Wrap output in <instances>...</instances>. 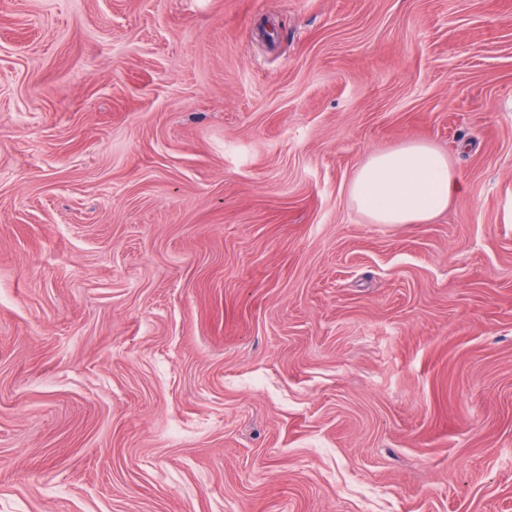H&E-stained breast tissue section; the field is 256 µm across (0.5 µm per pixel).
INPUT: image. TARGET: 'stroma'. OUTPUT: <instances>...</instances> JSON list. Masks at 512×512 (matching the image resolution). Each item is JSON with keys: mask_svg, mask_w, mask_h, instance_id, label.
<instances>
[{"mask_svg": "<svg viewBox=\"0 0 512 512\" xmlns=\"http://www.w3.org/2000/svg\"><path fill=\"white\" fill-rule=\"evenodd\" d=\"M0 512H512V0H0ZM458 190L448 158L428 144L410 142L372 154L352 179L348 195L374 224H415L445 211Z\"/></svg>", "mask_w": 512, "mask_h": 512, "instance_id": "1", "label": "stroma"}]
</instances>
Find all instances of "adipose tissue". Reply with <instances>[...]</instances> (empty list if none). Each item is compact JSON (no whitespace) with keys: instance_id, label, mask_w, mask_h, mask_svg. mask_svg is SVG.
Returning <instances> with one entry per match:
<instances>
[{"instance_id":"ef3b65f1","label":"adipose tissue","mask_w":512,"mask_h":512,"mask_svg":"<svg viewBox=\"0 0 512 512\" xmlns=\"http://www.w3.org/2000/svg\"><path fill=\"white\" fill-rule=\"evenodd\" d=\"M459 190L446 156L410 142L372 154L352 179L353 205L375 224H415L445 211Z\"/></svg>"}]
</instances>
